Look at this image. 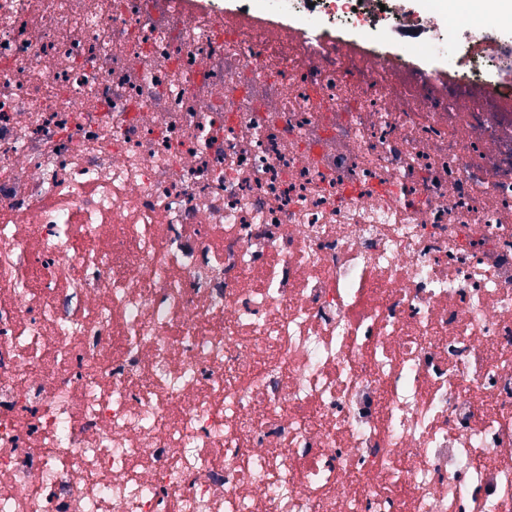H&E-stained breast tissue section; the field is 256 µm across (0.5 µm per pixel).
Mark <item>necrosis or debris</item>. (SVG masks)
<instances>
[{"mask_svg": "<svg viewBox=\"0 0 512 512\" xmlns=\"http://www.w3.org/2000/svg\"><path fill=\"white\" fill-rule=\"evenodd\" d=\"M223 26L0 0V512H512V103Z\"/></svg>", "mask_w": 512, "mask_h": 512, "instance_id": "1", "label": "necrosis or debris"}]
</instances>
